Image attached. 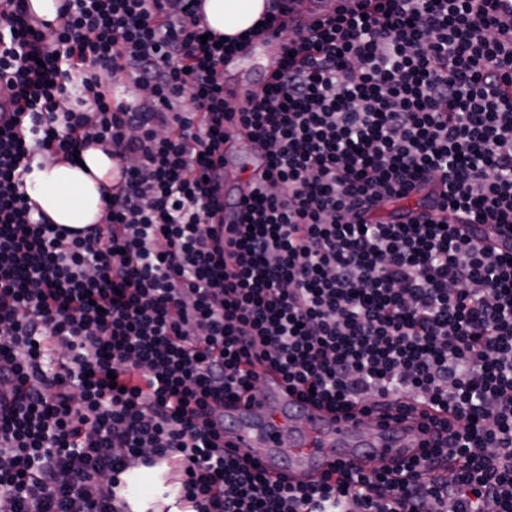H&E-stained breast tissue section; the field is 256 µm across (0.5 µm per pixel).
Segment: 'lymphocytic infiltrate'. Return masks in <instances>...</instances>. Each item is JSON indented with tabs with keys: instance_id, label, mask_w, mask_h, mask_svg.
I'll return each instance as SVG.
<instances>
[{
	"instance_id": "f902f5d3",
	"label": "lymphocytic infiltrate",
	"mask_w": 512,
	"mask_h": 512,
	"mask_svg": "<svg viewBox=\"0 0 512 512\" xmlns=\"http://www.w3.org/2000/svg\"><path fill=\"white\" fill-rule=\"evenodd\" d=\"M288 37L248 108L201 0H0V512H512V20L499 0H351ZM247 137L243 223L224 141ZM112 150L102 221L34 216V164ZM421 208L394 213L412 194ZM371 418L434 409L429 451L294 486L227 457L254 362ZM136 479L141 482L133 487ZM158 478L154 470L148 468H138L133 471L131 481V494L138 503V508L147 510L153 504L158 496Z\"/></svg>"
}]
</instances>
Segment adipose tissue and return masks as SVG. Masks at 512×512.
<instances>
[{"instance_id":"1","label":"adipose tissue","mask_w":512,"mask_h":512,"mask_svg":"<svg viewBox=\"0 0 512 512\" xmlns=\"http://www.w3.org/2000/svg\"><path fill=\"white\" fill-rule=\"evenodd\" d=\"M267 0H204L209 26L223 35H236L260 22ZM112 157L101 147L85 149L79 160L46 161L27 178V196L52 223L80 229L98 223L100 186L112 183Z\"/></svg>"}]
</instances>
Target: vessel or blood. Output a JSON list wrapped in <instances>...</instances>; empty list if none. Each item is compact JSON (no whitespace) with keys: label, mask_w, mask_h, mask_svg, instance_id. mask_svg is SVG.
Listing matches in <instances>:
<instances>
[{"label":"vessel or blood","mask_w":512,"mask_h":512,"mask_svg":"<svg viewBox=\"0 0 512 512\" xmlns=\"http://www.w3.org/2000/svg\"><path fill=\"white\" fill-rule=\"evenodd\" d=\"M336 0H312L308 11L294 15L292 28L302 30L334 10ZM284 53L279 30L272 29L250 49L233 55L230 65L260 59V71L271 77ZM258 396L227 403L224 444L241 459L258 463L268 474L285 476L294 485L318 481L334 467L369 460L407 459L421 452V440L407 424L361 423L359 417L326 408L295 405L281 378L260 370Z\"/></svg>","instance_id":"vessel-or-blood-1"}]
</instances>
